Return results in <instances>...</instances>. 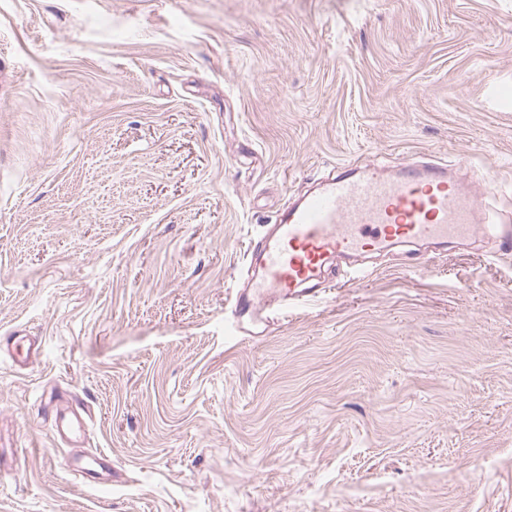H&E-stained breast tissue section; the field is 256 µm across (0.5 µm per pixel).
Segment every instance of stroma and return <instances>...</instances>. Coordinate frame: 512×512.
<instances>
[{"label": "stroma", "mask_w": 512, "mask_h": 512, "mask_svg": "<svg viewBox=\"0 0 512 512\" xmlns=\"http://www.w3.org/2000/svg\"><path fill=\"white\" fill-rule=\"evenodd\" d=\"M512 183V0H0V512H512V264L402 247L259 337L248 246L343 162ZM88 410L65 470L48 403ZM6 348L13 362L21 369H27L37 358L39 343L23 330H14L0 336V349ZM83 458L72 459L68 462V470L75 477L81 479L84 483L100 485L103 484L104 481H92L89 479L91 472L94 471L96 466H100L103 461H110L111 457L104 453H99L93 457H90L88 460L82 461Z\"/></svg>", "instance_id": "stroma-1"}]
</instances>
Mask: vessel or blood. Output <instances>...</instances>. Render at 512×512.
Wrapping results in <instances>:
<instances>
[{"instance_id":"obj_1","label":"vessel or blood","mask_w":512,"mask_h":512,"mask_svg":"<svg viewBox=\"0 0 512 512\" xmlns=\"http://www.w3.org/2000/svg\"><path fill=\"white\" fill-rule=\"evenodd\" d=\"M457 165L402 164L394 171L363 170L344 163L318 189L280 209L268 235L252 250L254 274L235 296L242 327L270 322L322 303L326 273L338 258L381 255L401 246L435 249L493 242L492 259L512 258V222L493 217L484 198L457 174ZM22 369L37 358L39 344L24 331L0 336ZM87 425L64 394L55 396L52 432L61 442H81Z\"/></svg>"}]
</instances>
